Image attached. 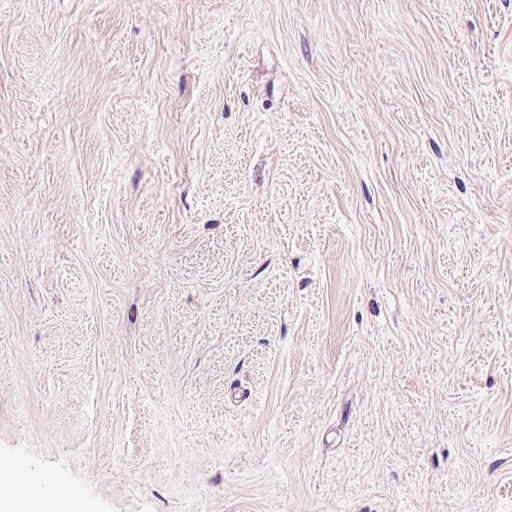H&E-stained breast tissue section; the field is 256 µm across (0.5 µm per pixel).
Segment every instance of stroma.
Masks as SVG:
<instances>
[{"label":"stroma","instance_id":"obj_1","mask_svg":"<svg viewBox=\"0 0 512 512\" xmlns=\"http://www.w3.org/2000/svg\"><path fill=\"white\" fill-rule=\"evenodd\" d=\"M7 461L512 512V0H0Z\"/></svg>","mask_w":512,"mask_h":512}]
</instances>
